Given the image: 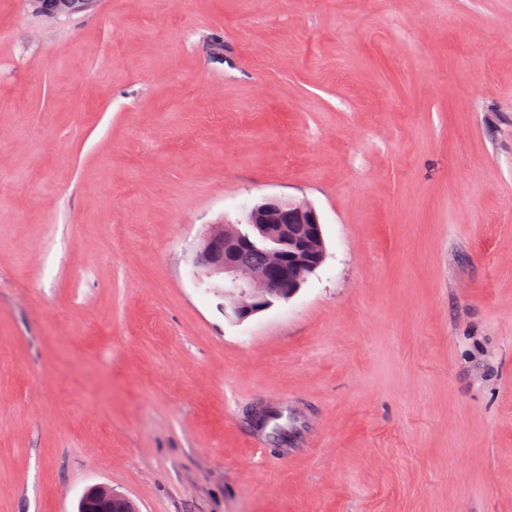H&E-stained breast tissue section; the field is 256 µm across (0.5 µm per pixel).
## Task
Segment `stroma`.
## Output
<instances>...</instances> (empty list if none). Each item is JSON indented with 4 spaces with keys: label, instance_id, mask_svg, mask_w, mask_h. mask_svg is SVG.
I'll return each mask as SVG.
<instances>
[{
    "label": "stroma",
    "instance_id": "35a3bbf8",
    "mask_svg": "<svg viewBox=\"0 0 512 512\" xmlns=\"http://www.w3.org/2000/svg\"><path fill=\"white\" fill-rule=\"evenodd\" d=\"M268 196L326 261L236 322L192 253ZM97 483L512 512V0H0V512Z\"/></svg>",
    "mask_w": 512,
    "mask_h": 512
}]
</instances>
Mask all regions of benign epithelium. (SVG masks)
Segmentation results:
<instances>
[{"label": "benign epithelium", "mask_w": 512, "mask_h": 512, "mask_svg": "<svg viewBox=\"0 0 512 512\" xmlns=\"http://www.w3.org/2000/svg\"><path fill=\"white\" fill-rule=\"evenodd\" d=\"M247 229L213 225L201 239L196 263L205 276L222 278L212 287L224 288L231 315L243 321L277 301L298 294L308 277L326 259L322 223L306 200L270 197L253 207ZM251 251L265 255L262 266H248L241 256ZM77 512H139L133 499L106 483L88 487L78 501Z\"/></svg>", "instance_id": "7a95c632"}]
</instances>
